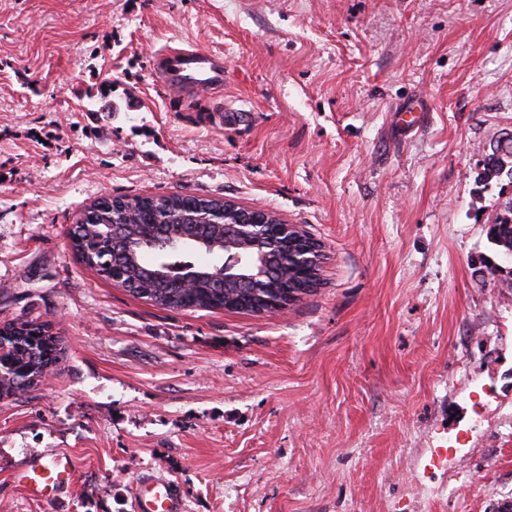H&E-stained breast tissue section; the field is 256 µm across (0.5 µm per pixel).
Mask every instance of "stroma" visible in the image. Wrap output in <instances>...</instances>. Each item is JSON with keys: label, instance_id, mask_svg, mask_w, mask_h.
I'll list each match as a JSON object with an SVG mask.
<instances>
[{"label": "stroma", "instance_id": "stroma-1", "mask_svg": "<svg viewBox=\"0 0 512 512\" xmlns=\"http://www.w3.org/2000/svg\"><path fill=\"white\" fill-rule=\"evenodd\" d=\"M167 47L223 56V87L176 93ZM510 131L512 0H0V326L64 354L0 400V512H134L147 475L186 512L512 505V185L477 179ZM173 193L299 225L320 286L169 310L73 251L94 200ZM53 448L74 484L30 501L11 474ZM495 225L496 228H490V239L501 247L506 255H512V199L505 204L502 215L498 216Z\"/></svg>", "mask_w": 512, "mask_h": 512}]
</instances>
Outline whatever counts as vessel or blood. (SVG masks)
<instances>
[{
    "instance_id": "vessel-or-blood-1",
    "label": "vessel or blood",
    "mask_w": 512,
    "mask_h": 512,
    "mask_svg": "<svg viewBox=\"0 0 512 512\" xmlns=\"http://www.w3.org/2000/svg\"><path fill=\"white\" fill-rule=\"evenodd\" d=\"M157 69L178 91L205 94L224 82V60L212 53L192 50L163 53L156 57ZM75 467L70 455L58 452L29 457L13 473L14 482L25 496L50 502L74 482ZM134 512H185L177 484L160 476L142 478L135 490Z\"/></svg>"
}]
</instances>
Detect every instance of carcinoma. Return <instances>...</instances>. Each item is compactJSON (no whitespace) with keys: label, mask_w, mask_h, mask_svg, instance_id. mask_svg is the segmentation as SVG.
Segmentation results:
<instances>
[{"label":"carcinoma","mask_w":512,"mask_h":512,"mask_svg":"<svg viewBox=\"0 0 512 512\" xmlns=\"http://www.w3.org/2000/svg\"><path fill=\"white\" fill-rule=\"evenodd\" d=\"M498 145L491 147L484 169L477 180L507 177L512 184V149L497 154ZM123 210L101 208L93 221H78L72 238L81 261L102 279L119 286L162 308L222 309L251 293V299L261 301L277 298L288 288H301L313 281L320 282L321 268L316 274L299 276L292 270L293 261L286 249L274 246L265 238L256 244H244L239 251L248 259L262 257L266 270L280 269L282 277H261L248 282L249 289L238 287L233 274L227 275L207 264L180 265L160 263L166 255L163 246L172 238L181 239L184 249L209 253L224 251V242L236 240V219L221 218L224 199L194 195L171 194L122 198ZM490 239L505 254L512 255V198L505 204L502 215L490 228ZM189 277L192 286L185 288L181 279ZM23 333L7 340L0 355V399L11 398L23 391L35 389L28 378L38 374L46 377L42 368L61 361L56 337L47 334V325L26 321Z\"/></svg>","instance_id":"cac0c4a2"}]
</instances>
